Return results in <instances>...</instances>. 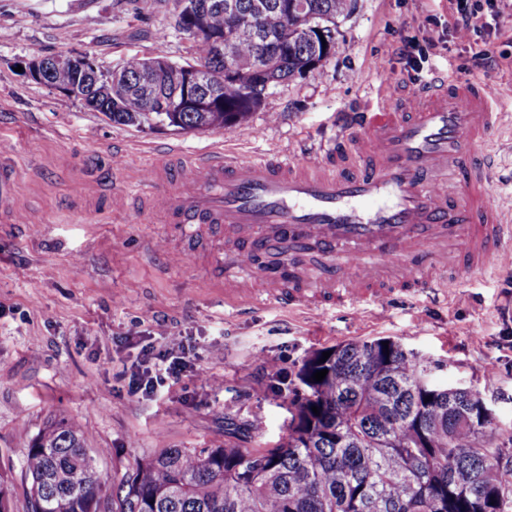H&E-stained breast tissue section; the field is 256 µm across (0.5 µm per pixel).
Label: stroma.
I'll list each match as a JSON object with an SVG mask.
<instances>
[{"label": "stroma", "instance_id": "1", "mask_svg": "<svg viewBox=\"0 0 512 512\" xmlns=\"http://www.w3.org/2000/svg\"><path fill=\"white\" fill-rule=\"evenodd\" d=\"M175 0H0V166L13 176L21 223L0 220V478L10 512H26L22 461L31 439L62 415L103 449V481L163 448H206L225 422L273 444L288 432L296 374L313 352L389 338L445 362L437 378L495 398L512 428V272L464 276L446 300L419 292L383 305L239 312L179 231L129 203L175 145L188 156L221 144L286 149L331 132L337 113L376 104L407 79L400 35L446 41L424 74L496 87L512 113V21L488 23L493 64L467 70L478 45L451 39L450 0H357L330 59L272 86L245 124L206 131L117 125L81 101L28 79L20 61L89 54L103 67L132 55L183 62L191 42L174 26ZM183 341L184 369L149 399L132 393L142 347ZM222 383L208 384L210 376Z\"/></svg>", "mask_w": 512, "mask_h": 512}]
</instances>
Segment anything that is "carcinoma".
Returning a JSON list of instances; mask_svg holds the SVG:
<instances>
[{"mask_svg":"<svg viewBox=\"0 0 512 512\" xmlns=\"http://www.w3.org/2000/svg\"><path fill=\"white\" fill-rule=\"evenodd\" d=\"M194 5L192 62L210 69L216 111L144 112L146 92L168 81L112 92L105 113L125 126L193 131L245 123L274 84L300 75L331 53L338 20L355 0H233L240 28L224 20L228 0ZM230 44L215 58L208 35ZM328 46H323L321 37ZM255 58L253 76L228 74L234 57ZM152 58L133 55L121 69L136 79ZM385 339L352 340L308 357L298 371L303 391L288 407V433L270 446L163 448L137 458L105 487L85 432L55 417L31 439L23 461L27 512H512V469L500 471L493 450L475 448L481 418L466 393L428 379V358ZM326 369L325 378L312 379ZM432 400H427V397ZM319 413H314L312 407Z\"/></svg>","mask_w":512,"mask_h":512,"instance_id":"carcinoma-1","label":"carcinoma"}]
</instances>
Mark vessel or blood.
<instances>
[{
  "label": "vessel or blood",
  "instance_id": "b4317fda",
  "mask_svg": "<svg viewBox=\"0 0 512 512\" xmlns=\"http://www.w3.org/2000/svg\"><path fill=\"white\" fill-rule=\"evenodd\" d=\"M512 114L478 82L438 75L408 97L346 112L336 134L288 155L218 149L150 174L146 196L224 281L225 305L318 310L432 294L504 271L512 208L496 202L512 165Z\"/></svg>",
  "mask_w": 512,
  "mask_h": 512
}]
</instances>
